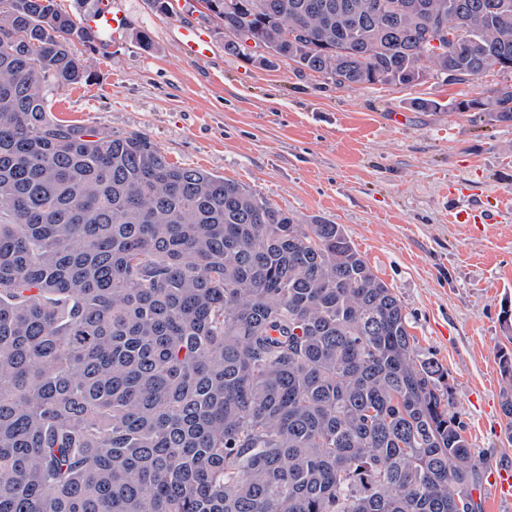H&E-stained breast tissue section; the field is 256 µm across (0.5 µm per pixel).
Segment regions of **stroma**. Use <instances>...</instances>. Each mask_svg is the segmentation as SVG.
Returning a JSON list of instances; mask_svg holds the SVG:
<instances>
[{
	"label": "stroma",
	"instance_id": "stroma-1",
	"mask_svg": "<svg viewBox=\"0 0 512 512\" xmlns=\"http://www.w3.org/2000/svg\"><path fill=\"white\" fill-rule=\"evenodd\" d=\"M124 29L75 44L88 82L51 92L52 115L141 132L169 162L245 184L294 213L341 225L399 296L418 359L441 366L449 412L483 471L512 470L501 403L512 392L496 356L512 307V123L452 103L486 96L512 75L450 84L337 86L261 49H225L203 0H115ZM205 29L208 59L184 58L178 26ZM430 109H423V102ZM463 211L469 223H453Z\"/></svg>",
	"mask_w": 512,
	"mask_h": 512
}]
</instances>
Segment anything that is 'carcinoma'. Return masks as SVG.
Here are the masks:
<instances>
[{"label":"carcinoma","mask_w":512,"mask_h":512,"mask_svg":"<svg viewBox=\"0 0 512 512\" xmlns=\"http://www.w3.org/2000/svg\"><path fill=\"white\" fill-rule=\"evenodd\" d=\"M203 2L339 86L512 71V0ZM4 31L0 512H480L444 373L342 227L53 118L98 41L56 0H0ZM453 109L512 122V85Z\"/></svg>","instance_id":"obj_1"}]
</instances>
